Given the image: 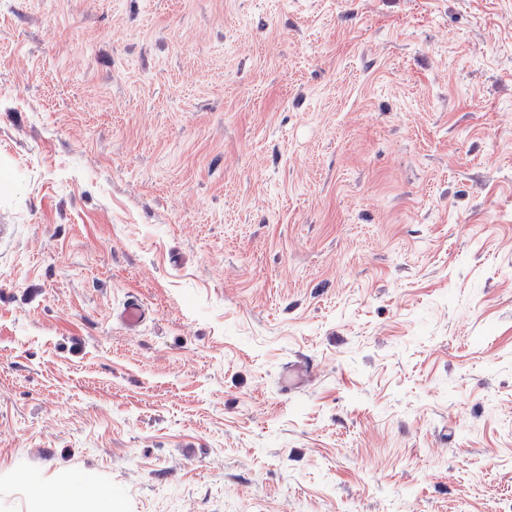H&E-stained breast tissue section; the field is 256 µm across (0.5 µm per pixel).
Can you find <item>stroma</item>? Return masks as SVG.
Returning a JSON list of instances; mask_svg holds the SVG:
<instances>
[{
  "mask_svg": "<svg viewBox=\"0 0 512 512\" xmlns=\"http://www.w3.org/2000/svg\"><path fill=\"white\" fill-rule=\"evenodd\" d=\"M1 171L0 512H512V0H0ZM115 316L128 331H137L146 321L148 313L135 297H129L116 310Z\"/></svg>",
  "mask_w": 512,
  "mask_h": 512,
  "instance_id": "stroma-1",
  "label": "stroma"
}]
</instances>
